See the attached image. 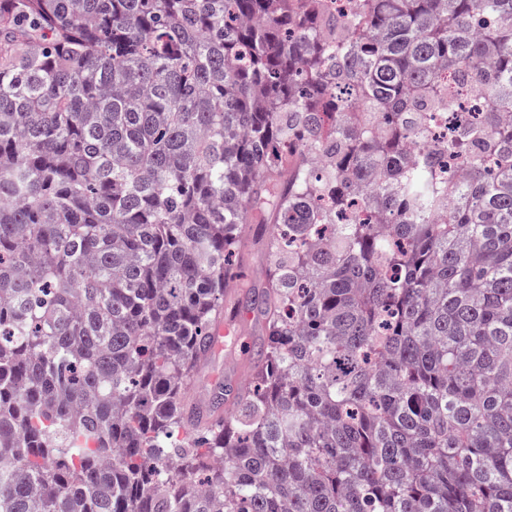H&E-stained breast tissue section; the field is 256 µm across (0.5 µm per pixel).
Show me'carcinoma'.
Listing matches in <instances>:
<instances>
[{"label":"carcinoma","mask_w":512,"mask_h":512,"mask_svg":"<svg viewBox=\"0 0 512 512\" xmlns=\"http://www.w3.org/2000/svg\"><path fill=\"white\" fill-rule=\"evenodd\" d=\"M353 2L0 0V512H512V0ZM422 127L438 142L452 139L463 114L461 112H421ZM269 224H261L259 219L249 224L239 265V278L242 288L224 296V324L229 323L232 334L224 338L211 354L207 363L197 373L193 395L200 400H208L220 384L235 386L249 374L247 359L261 349L263 338L258 327L251 322L252 315L247 311L248 294L258 291L262 273L266 266L265 240ZM234 329V332H233ZM243 343L244 351L240 347Z\"/></svg>","instance_id":"cac0c4a2"}]
</instances>
